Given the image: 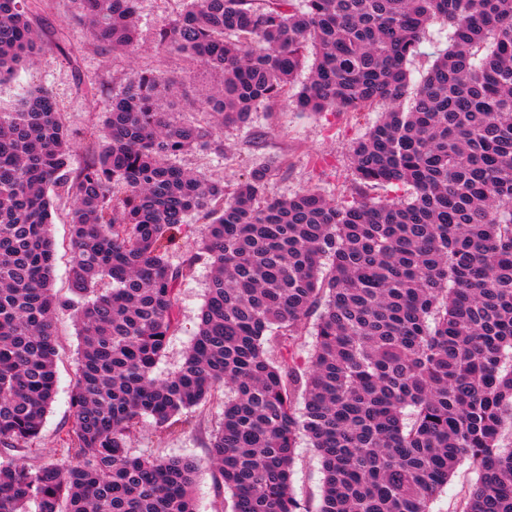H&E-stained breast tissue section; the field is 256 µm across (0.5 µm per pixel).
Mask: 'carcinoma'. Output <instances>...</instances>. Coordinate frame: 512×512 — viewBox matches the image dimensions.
Returning <instances> with one entry per match:
<instances>
[{
    "label": "carcinoma",
    "instance_id": "obj_1",
    "mask_svg": "<svg viewBox=\"0 0 512 512\" xmlns=\"http://www.w3.org/2000/svg\"><path fill=\"white\" fill-rule=\"evenodd\" d=\"M78 2L100 51L135 50L137 0ZM31 9L0 0V80L42 49ZM440 19L449 45L414 87L407 62ZM157 43L224 72L208 119H170L165 81L137 74L76 167L47 89L0 112V512H198L202 463L129 442L147 418L170 435L220 398L208 464L231 512H309L292 480L301 439L323 473L315 512H431L466 463L477 478L455 512H512V0H185ZM288 99L381 109L352 146V200L267 197L284 157L227 186L177 164L224 153L223 127L250 130ZM388 187L401 194L368 196ZM61 195L67 295L53 290ZM190 216L198 252L174 266ZM200 259L195 336L160 378ZM66 312L79 345L63 470L24 457L54 399Z\"/></svg>",
    "mask_w": 512,
    "mask_h": 512
}]
</instances>
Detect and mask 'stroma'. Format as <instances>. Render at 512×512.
Returning a JSON list of instances; mask_svg holds the SVG:
<instances>
[{"mask_svg": "<svg viewBox=\"0 0 512 512\" xmlns=\"http://www.w3.org/2000/svg\"><path fill=\"white\" fill-rule=\"evenodd\" d=\"M181 8L180 0H138L136 49L128 56H113L99 52L88 29L70 26L76 13L74 0H50L48 7L33 17L43 33L44 46L32 62L0 83V110H12L28 91L45 87L51 91L64 121L80 135L100 127L114 87L134 74L151 71L171 83L163 97L166 111L190 121L203 119V99L222 86L223 72L190 56L161 50L156 40L157 28L174 20ZM447 45V24L439 21L430 25L418 54L408 65L412 82L423 79L437 53ZM377 118L374 112L311 114L281 104L272 114L258 113L254 132L224 127L223 155L191 151L180 155L177 162L185 169L201 172L208 180L233 183L248 172L255 158L282 156L287 158L288 166L269 183V196L286 198L306 188H318L343 200L349 198L353 187L350 148ZM70 208L71 202L65 197L55 199L52 207L56 245L53 284L62 294L68 288ZM209 275L206 262H199L194 275L180 285V322L158 365L159 376L178 369L192 342ZM56 339L59 360L55 398L27 460L65 466L71 462L63 438L71 424L70 392L77 369V336L69 316L58 320ZM221 416V405L205 407L195 413L190 429L163 441L153 422L144 421L131 441V450L139 455L159 447L168 456L207 460L205 442ZM297 453L294 486L306 496L310 507H317L323 478L320 463L307 445H300Z\"/></svg>", "mask_w": 512, "mask_h": 512, "instance_id": "obj_1", "label": "stroma"}]
</instances>
